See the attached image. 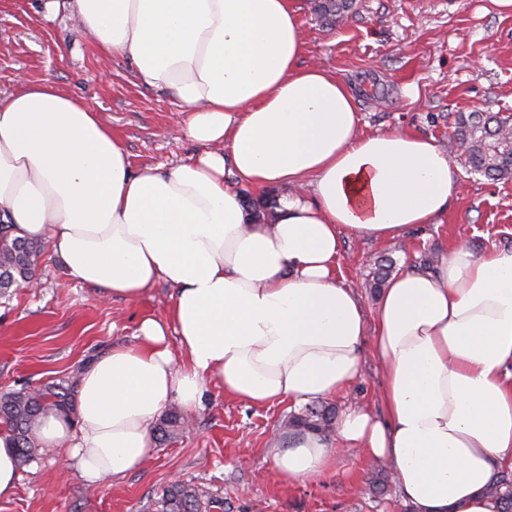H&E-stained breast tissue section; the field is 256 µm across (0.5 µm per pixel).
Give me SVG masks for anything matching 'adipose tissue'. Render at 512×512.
<instances>
[{"mask_svg": "<svg viewBox=\"0 0 512 512\" xmlns=\"http://www.w3.org/2000/svg\"><path fill=\"white\" fill-rule=\"evenodd\" d=\"M100 52L171 89L197 156L133 172L85 99L49 80L0 97V223L50 243L70 277L139 300L164 282L166 321L143 319L79 375L75 414L36 425L90 484L138 470L170 402L191 409L210 380L254 404L328 398L360 375L373 335L384 419L361 408L336 424L341 447L396 465L413 512H492L512 467V250L457 244L437 271L406 270L367 318L342 277V230L396 237L435 224L454 193L453 162L407 130L362 132L335 72L301 65L296 0H44L61 4ZM279 195L255 223L238 187ZM177 346H170V339ZM281 480L328 469L306 433L275 449Z\"/></svg>", "mask_w": 512, "mask_h": 512, "instance_id": "adipose-tissue-1", "label": "adipose tissue"}]
</instances>
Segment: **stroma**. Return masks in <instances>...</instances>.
I'll list each match as a JSON object with an SVG mask.
<instances>
[{
    "label": "stroma",
    "mask_w": 512,
    "mask_h": 512,
    "mask_svg": "<svg viewBox=\"0 0 512 512\" xmlns=\"http://www.w3.org/2000/svg\"><path fill=\"white\" fill-rule=\"evenodd\" d=\"M306 38L303 64L336 71L352 88L361 128L406 129L433 139L455 166L457 194L439 224H418L383 241L343 232L339 266L357 286L367 317L381 294L377 263L396 270L436 269L460 241L475 252L512 250V179L471 173L454 137L459 114L512 117V14L493 0H356L347 19L330 27L299 0ZM42 0H0V93L22 82L51 80L91 103L124 144L135 170L159 172L189 160L198 148L178 137L171 90L144 84L120 56L102 57L66 15L47 21ZM37 287L0 296V395L59 380L77 382L85 363L115 344H129L146 317L165 319L173 289H149L140 301L106 299L74 281L42 243ZM365 339L357 381L327 398L337 413L358 407L382 416L383 372ZM293 403L254 405L225 395L211 382L201 406L184 411L186 424L155 442L142 467L99 485L87 484L57 448H37L21 464L15 494L0 512H160L164 491L182 481L214 500L205 512H412L396 484L376 485L393 472L390 461L365 450L333 448L319 478L288 484L275 470Z\"/></svg>",
    "instance_id": "stroma-1"
}]
</instances>
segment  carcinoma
I'll list each match as a JSON object with an SVG mask.
<instances>
[{"instance_id":"1","label":"carcinoma","mask_w":512,"mask_h":512,"mask_svg":"<svg viewBox=\"0 0 512 512\" xmlns=\"http://www.w3.org/2000/svg\"><path fill=\"white\" fill-rule=\"evenodd\" d=\"M353 0H320V18L335 23L352 9ZM457 139L464 150L471 169L492 179L512 177V135L509 118L489 112H471L457 121ZM11 226L0 229V292L29 283L35 272L38 245L34 241L11 237ZM69 414L73 411L71 385L51 383L32 390H20L0 396V420L8 424L14 434L15 451L20 462L32 456L36 441L33 424L46 411ZM336 411L324 404H310L288 420L295 431L312 432L329 439L334 431ZM184 425L177 413L167 414L158 424L159 439L171 437ZM496 512H512V473L500 474L488 491ZM203 494L190 484L174 483L165 491L161 512H202Z\"/></svg>"}]
</instances>
